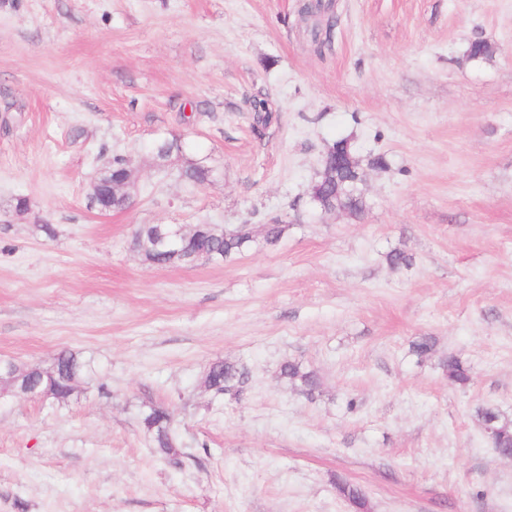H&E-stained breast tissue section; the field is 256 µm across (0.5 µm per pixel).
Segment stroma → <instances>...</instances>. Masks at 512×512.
I'll list each match as a JSON object with an SVG mask.
<instances>
[{"mask_svg": "<svg viewBox=\"0 0 512 512\" xmlns=\"http://www.w3.org/2000/svg\"><path fill=\"white\" fill-rule=\"evenodd\" d=\"M303 2L0 0V361L85 364L68 400L0 399V512H356L340 478L369 512H512L475 417L512 419V0H332L322 53ZM344 137L387 160L358 215L310 199ZM172 138L210 182L155 165ZM116 155L135 188L103 213ZM275 222L230 263L130 247L141 224ZM217 361L247 369L238 395L205 388ZM153 405L182 467L140 424ZM129 166L128 161L122 156H114L112 158V163L109 167V172L107 173L108 178H112L107 181H99L96 179L91 186V194L94 200L95 196L112 194V181L113 182H121L129 177ZM281 374L289 380H300L303 386L302 391L311 394L316 387V378L313 372L303 371L301 364L286 362L282 365Z\"/></svg>", "mask_w": 512, "mask_h": 512, "instance_id": "stroma-1", "label": "stroma"}]
</instances>
